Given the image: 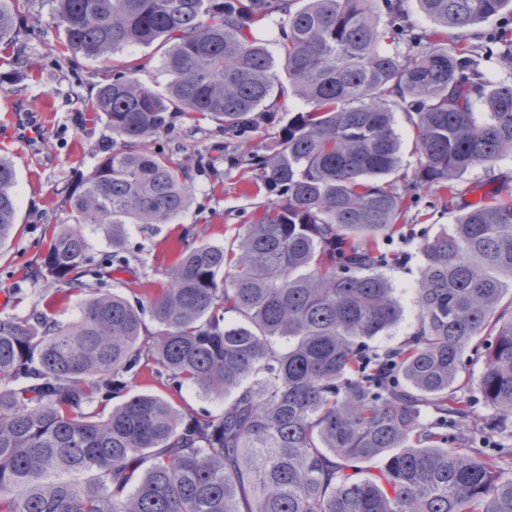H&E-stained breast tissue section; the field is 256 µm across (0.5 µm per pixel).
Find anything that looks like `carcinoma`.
I'll return each instance as SVG.
<instances>
[{
    "label": "carcinoma",
    "mask_w": 512,
    "mask_h": 512,
    "mask_svg": "<svg viewBox=\"0 0 512 512\" xmlns=\"http://www.w3.org/2000/svg\"><path fill=\"white\" fill-rule=\"evenodd\" d=\"M27 2L0 0V44ZM417 3L432 27L408 0H55L67 50L112 73L96 92L112 149L71 188L39 270L84 296L78 315L0 317V512H512V476L479 432L512 435V172L496 169L512 153V80L483 70L512 72V38L482 28L512 0ZM275 17L276 57L260 36ZM154 44L162 92L114 59ZM285 94L303 104L286 118ZM175 112L219 125L275 199L229 245L177 248L165 285L134 301L92 288L77 277L88 225L112 229L121 274L127 226L190 204L187 172L154 147ZM259 113L280 124L262 150ZM398 113L416 154L401 186ZM475 169L500 196L464 201L483 186L461 182ZM15 186L1 157L0 247ZM420 189L462 210L418 245L413 332L377 350L401 316L381 272L399 257L382 244ZM142 378L224 405L131 392ZM477 394L494 409L483 423Z\"/></svg>",
    "instance_id": "cac0c4a2"
}]
</instances>
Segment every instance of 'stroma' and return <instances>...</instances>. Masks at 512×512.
Returning <instances> with one entry per match:
<instances>
[{
	"label": "stroma",
	"mask_w": 512,
	"mask_h": 512,
	"mask_svg": "<svg viewBox=\"0 0 512 512\" xmlns=\"http://www.w3.org/2000/svg\"><path fill=\"white\" fill-rule=\"evenodd\" d=\"M65 39L53 0H30L18 39L0 46V75L7 79L0 85V156L12 160L18 173L16 232L0 250V316L24 315L49 302L58 319L68 321L81 302L77 295L63 297L55 283L37 275L56 225L70 221V188L112 143L104 114L94 108L97 88L108 74L92 60L65 53ZM22 58L27 61L23 67L18 64ZM156 143L171 163L189 171L192 198L171 223L131 226L126 237L130 270L122 284H104L128 297L146 285H164L179 240L199 232L213 243L228 244L240 225L251 222L256 207L271 198L257 191L254 169L235 163L232 145L214 123L174 114ZM433 199L421 191L416 210L405 217L404 238L388 244L405 257L385 270L402 291L403 312L393 328L376 337V345H400L416 322L411 288L420 276V235L436 233L455 218L446 210L435 224L423 226L418 212Z\"/></svg>",
	"instance_id": "stroma-1"
}]
</instances>
